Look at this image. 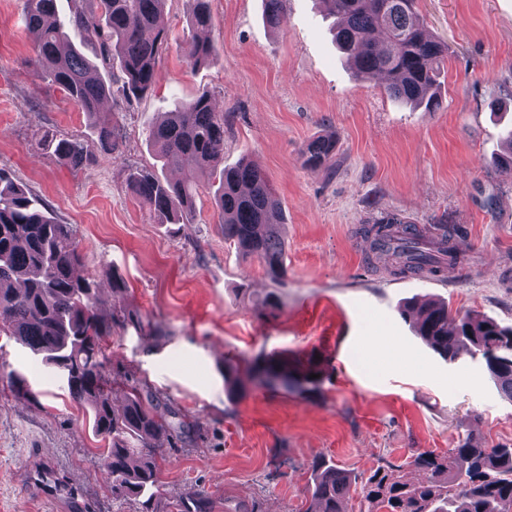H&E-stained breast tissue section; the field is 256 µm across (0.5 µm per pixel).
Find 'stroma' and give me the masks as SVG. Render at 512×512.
I'll list each match as a JSON object with an SVG mask.
<instances>
[{
  "instance_id": "1",
  "label": "stroma",
  "mask_w": 512,
  "mask_h": 512,
  "mask_svg": "<svg viewBox=\"0 0 512 512\" xmlns=\"http://www.w3.org/2000/svg\"><path fill=\"white\" fill-rule=\"evenodd\" d=\"M211 7L210 62H186L190 4L167 0L171 36L153 92L125 99L112 67V94L93 120L29 66L36 38L24 0H0V169L74 225L79 270L100 286L103 320L133 315L104 346L114 395L142 382L185 417L158 460L160 512L190 490L208 493L214 512H305L318 458L361 479L387 464L412 477L419 449L444 454L469 435L512 446V400L484 360L442 359L401 314L407 301L431 297L512 326V168L498 163L512 126V0H417L448 45L434 112L390 97L384 80H361L321 0H285L276 30L263 0ZM202 94L224 116L216 168L254 163L281 202V286L225 242L217 180L199 176L189 224L155 223L128 187L131 172L155 162L151 122ZM100 120L116 130L109 154ZM325 135L337 143L331 165L306 167L303 149ZM60 138L88 159L60 161ZM390 214L455 226L453 271L403 277L378 262L362 229ZM116 274L127 285L117 294ZM273 291L275 310L264 304ZM312 356L317 393L253 383L238 398L225 391V364ZM105 445L62 379L0 335V512H65L76 495L92 512H137L112 497L98 460ZM37 470L55 477L54 498L30 495Z\"/></svg>"
}]
</instances>
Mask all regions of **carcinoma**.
Listing matches in <instances>:
<instances>
[{
	"label": "carcinoma",
	"mask_w": 512,
	"mask_h": 512,
	"mask_svg": "<svg viewBox=\"0 0 512 512\" xmlns=\"http://www.w3.org/2000/svg\"><path fill=\"white\" fill-rule=\"evenodd\" d=\"M166 0H96V11L77 13L68 24L56 19V0H25L28 25L38 32L29 64L41 77L62 87L83 112L95 117L110 94L97 65L65 47L67 28L79 31L97 48L104 65L120 60L128 96L140 98L153 90L155 67L166 49L169 32L163 22ZM190 26L211 28L210 0H189ZM285 0H265V20L280 27ZM337 19L336 38L364 80L381 75L387 92L396 99L423 106L436 105L441 66L448 49L426 30L415 8L416 0H324ZM209 40L185 42L187 62L197 67L212 58ZM161 168L175 167L178 182H164L153 169L129 176L130 187L159 224H178L194 210L198 175L224 153V116L214 112L202 94L164 113L149 131ZM56 155L78 166L85 157L77 142L62 138ZM336 154V140L322 136L302 151L309 168L328 165ZM221 193L216 205L224 224V239L256 258L275 285L286 279L285 242L273 216L279 199L262 171L240 162L219 173ZM434 250L414 224L389 215L365 228L376 257H390L394 273H437L446 261L458 263L450 241L455 227H436ZM80 261L73 226L61 224L27 190L0 170V333L13 337L41 357L66 380L77 403L93 414L96 434L109 439L100 454L101 465L112 479V495L144 499L141 512H159L156 455L171 436V424L159 411L160 398L151 389L127 394L124 404L113 403L112 389L100 356L111 327L98 316L94 280L75 275ZM403 315L412 319L417 336L448 361L464 351L479 354L503 395L512 400V327L467 311L451 314L448 305L416 300ZM320 373L310 361L292 367L283 360L254 362L247 379L270 388H297L314 392ZM231 394L244 390L240 368L224 371ZM410 466L424 473L411 480L392 466H379L362 482L368 512H512V447H487L465 438L446 455L417 451ZM357 480L341 469L313 464L311 501L306 512H348ZM176 512H212L213 502L200 492H186L172 501Z\"/></svg>",
	"instance_id": "carcinoma-1"
}]
</instances>
